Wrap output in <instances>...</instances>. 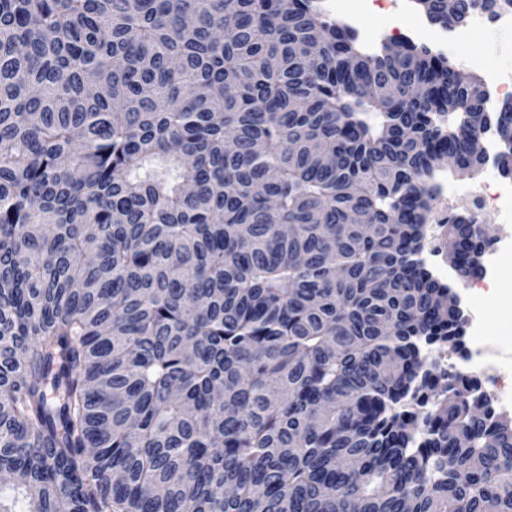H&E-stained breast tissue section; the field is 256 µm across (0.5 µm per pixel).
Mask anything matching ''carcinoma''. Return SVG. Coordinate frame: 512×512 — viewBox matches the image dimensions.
Wrapping results in <instances>:
<instances>
[{
	"mask_svg": "<svg viewBox=\"0 0 512 512\" xmlns=\"http://www.w3.org/2000/svg\"><path fill=\"white\" fill-rule=\"evenodd\" d=\"M442 27L500 0H418ZM319 0H0V512H512L437 370L439 160L512 100ZM457 282L488 243L446 229Z\"/></svg>",
	"mask_w": 512,
	"mask_h": 512,
	"instance_id": "obj_1",
	"label": "carcinoma"
}]
</instances>
